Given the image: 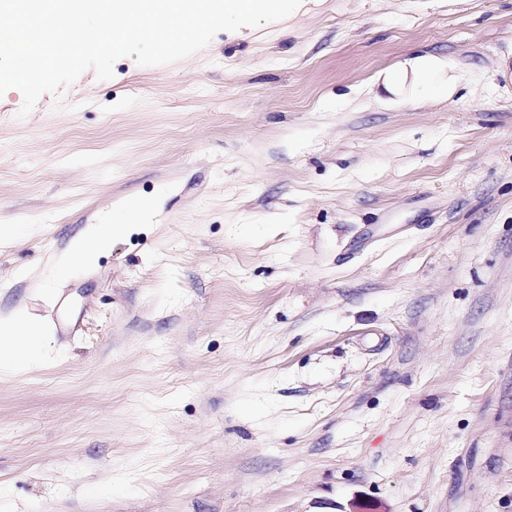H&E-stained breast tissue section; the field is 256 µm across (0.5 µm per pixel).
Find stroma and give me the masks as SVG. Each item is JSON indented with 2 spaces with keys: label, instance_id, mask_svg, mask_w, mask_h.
<instances>
[{
  "label": "stroma",
  "instance_id": "stroma-1",
  "mask_svg": "<svg viewBox=\"0 0 512 512\" xmlns=\"http://www.w3.org/2000/svg\"><path fill=\"white\" fill-rule=\"evenodd\" d=\"M452 58V97L375 78ZM512 0H307L0 97V512H512ZM136 198L92 263L72 239ZM44 329L25 317L0 318V369L20 371L44 356Z\"/></svg>",
  "mask_w": 512,
  "mask_h": 512
}]
</instances>
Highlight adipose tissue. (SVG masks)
Wrapping results in <instances>:
<instances>
[{
  "label": "adipose tissue",
  "instance_id": "obj_1",
  "mask_svg": "<svg viewBox=\"0 0 512 512\" xmlns=\"http://www.w3.org/2000/svg\"><path fill=\"white\" fill-rule=\"evenodd\" d=\"M452 61L434 56H415L399 64L397 70L384 72L381 85L391 96H399L406 83H413L420 94L450 93L448 73ZM151 206L143 200L127 201L116 209V223L97 224L72 240L68 261L84 264L99 252L106 250L113 236L123 234L130 219H143L150 215ZM44 329L42 325L25 317L0 319V369L20 371L30 368L44 355Z\"/></svg>",
  "mask_w": 512,
  "mask_h": 512
}]
</instances>
